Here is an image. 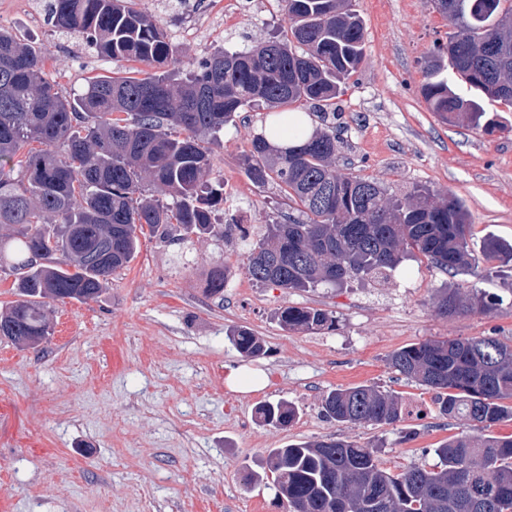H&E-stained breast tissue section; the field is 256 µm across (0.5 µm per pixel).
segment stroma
I'll return each mask as SVG.
<instances>
[{
	"label": "stroma",
	"instance_id": "35a3bbf8",
	"mask_svg": "<svg viewBox=\"0 0 512 512\" xmlns=\"http://www.w3.org/2000/svg\"><path fill=\"white\" fill-rule=\"evenodd\" d=\"M227 0H138L177 40L181 63L218 47L248 50L282 36L284 0H248L235 19ZM365 58L336 100L342 140L336 168L377 182L388 198L413 188L452 193L467 206L480 249L485 236L512 243V112L484 132L442 122L420 93L422 61L448 38L431 0H355ZM0 27L42 45L46 71L68 93L87 76L126 70L93 55L75 34L54 30L31 0H0ZM269 110L239 112L212 150V177L228 199L216 223L236 218L243 236L185 242L146 238L100 297L51 304L53 333L40 347L0 339V512H287L262 480L270 449L337 433L378 448L383 468L430 467L452 436L480 437L461 418H443L434 394L387 364L394 350L424 340L495 336L512 345V264L479 263L449 277L425 258L404 259L385 281L287 291L253 282L244 262L262 225L288 201L275 184L256 187L242 162ZM229 270L223 297L206 296L212 267ZM477 288L494 297L488 314L435 311L438 290ZM333 312L334 330L289 333L278 309ZM252 330L263 357H243L226 331ZM268 378L265 387H231L230 369ZM371 385L401 397L393 426L339 424L321 399L338 387ZM294 406L286 428L260 424L264 402Z\"/></svg>",
	"mask_w": 512,
	"mask_h": 512
}]
</instances>
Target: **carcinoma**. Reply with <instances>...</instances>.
Listing matches in <instances>:
<instances>
[{
    "label": "carcinoma",
    "mask_w": 512,
    "mask_h": 512,
    "mask_svg": "<svg viewBox=\"0 0 512 512\" xmlns=\"http://www.w3.org/2000/svg\"><path fill=\"white\" fill-rule=\"evenodd\" d=\"M286 3L284 37L248 51L216 50L185 72L159 20L134 0H48L52 27L81 35L110 62L144 65L94 75L68 97L46 73V52L0 28V272L14 277L19 296L0 309L1 338L39 347L51 335L47 301L98 297L148 233L184 242L240 228L233 218L214 222L224 180L208 175L218 134L255 102L277 112L253 137L246 174L256 185L276 184L302 214L265 225L245 264L255 283L342 287L385 279L415 254L452 276L481 260L512 262V244L494 236L475 255L470 215L456 195L436 200L416 188L390 200L377 183L336 171V132H311L290 109L335 106L364 58L363 24L352 0ZM433 3L451 30L425 63L421 95L443 122L462 117L491 131L498 121L483 99L512 112V0ZM449 69L479 95L457 94L444 76ZM279 132L298 144H271ZM225 280L226 269H214L205 293L224 295ZM494 306L476 288L464 295L446 287L436 310L447 317ZM277 318L288 332L336 327L322 308L287 306ZM231 339L247 358L265 355L248 329ZM387 364L435 391L443 417L482 429L512 419V345L496 337L425 340L394 351ZM322 410L337 423L376 425H394L405 413L399 397L370 385L329 391ZM257 413L279 428L295 416L285 402L263 403ZM434 454L427 469L392 473L378 449L331 434L271 449L266 477L289 512H512V435L453 437Z\"/></svg>",
    "instance_id": "cac0c4a2"
}]
</instances>
